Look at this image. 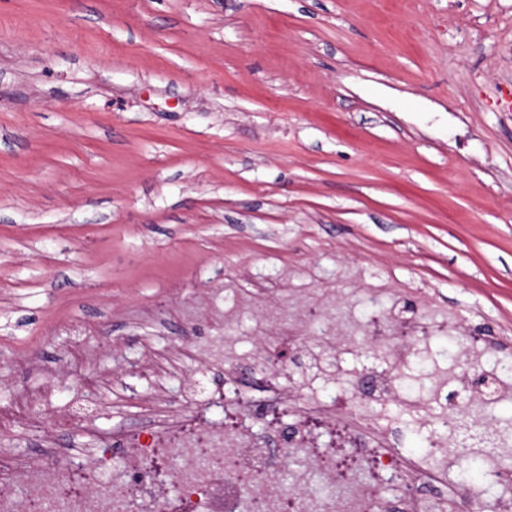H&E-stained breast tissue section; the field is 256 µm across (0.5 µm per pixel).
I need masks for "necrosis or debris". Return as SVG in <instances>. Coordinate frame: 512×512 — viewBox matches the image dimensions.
<instances>
[{"label": "necrosis or debris", "mask_w": 512, "mask_h": 512, "mask_svg": "<svg viewBox=\"0 0 512 512\" xmlns=\"http://www.w3.org/2000/svg\"><path fill=\"white\" fill-rule=\"evenodd\" d=\"M261 315L281 326L278 343L298 354L319 344L335 360L346 354L367 357V365L349 382L360 392L359 407L309 399L294 406L290 425L278 424L290 399L280 378L291 368L264 342L247 366L261 371L263 394L243 382V368L228 367L204 404L187 402L175 414L135 430H93L96 448L84 462L81 488L72 486L75 473L67 449L50 444L21 462L0 449V512H448L447 499L434 489L448 482L456 464L449 451L461 447L459 430L465 422L489 437L483 447L488 477L500 491L491 503L479 488L465 489L466 512H512V453L507 450L512 441L493 419L497 405L512 399V385L496 370L472 361L455 376L460 393L449 392L441 381L427 398L398 396L407 348L432 338L440 324L385 320L399 341L393 361L383 368L374 359L380 345L366 329L329 313L323 304L291 309L270 304ZM393 401L429 427L428 439L441 456L438 465L402 452L399 434L379 417ZM214 409L222 410L228 425L209 419ZM324 424L341 433L340 446L323 443ZM257 426L266 429L265 440L254 438ZM163 448L176 450L180 461L173 486L160 481L154 469ZM213 456L235 461L253 473V480L244 483L214 471ZM383 476L400 485L397 504L380 494L377 480Z\"/></svg>", "instance_id": "obj_1"}]
</instances>
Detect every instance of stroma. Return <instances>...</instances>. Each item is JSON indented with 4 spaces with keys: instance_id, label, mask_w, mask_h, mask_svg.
Returning a JSON list of instances; mask_svg holds the SVG:
<instances>
[{
    "instance_id": "35a3bbf8",
    "label": "stroma",
    "mask_w": 512,
    "mask_h": 512,
    "mask_svg": "<svg viewBox=\"0 0 512 512\" xmlns=\"http://www.w3.org/2000/svg\"><path fill=\"white\" fill-rule=\"evenodd\" d=\"M512 0H0V409L46 430L97 382L101 429L254 351L253 308L329 301L485 336L512 362ZM346 355L317 395L352 408ZM38 406H40V400L38 398L27 397L23 399L12 412L6 413L0 411V420L6 419L9 421L14 417H20L30 426L41 428L44 413L38 409Z\"/></svg>"
}]
</instances>
